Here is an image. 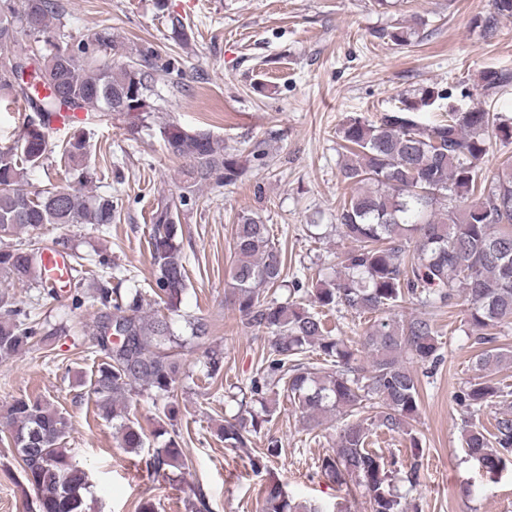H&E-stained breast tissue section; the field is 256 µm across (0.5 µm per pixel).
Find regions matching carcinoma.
I'll list each match as a JSON object with an SVG mask.
<instances>
[{
	"instance_id": "obj_1",
	"label": "carcinoma",
	"mask_w": 512,
	"mask_h": 512,
	"mask_svg": "<svg viewBox=\"0 0 512 512\" xmlns=\"http://www.w3.org/2000/svg\"><path fill=\"white\" fill-rule=\"evenodd\" d=\"M491 2L492 11L476 21L487 36L496 32L499 18H512V0ZM57 13L53 0H0V51L23 35L32 40L24 52L12 54L19 65L8 69L0 62V97L32 111L16 147L0 151V281L41 288L49 295L55 289L42 267L40 230L48 224H92L103 232L117 213L112 197L82 192L99 172L86 163V142L80 136L62 150L66 183H51L32 195L22 189L27 170L48 159L46 130L52 118L59 112L100 114L124 122L133 133L159 111L147 55L111 65L99 64L91 55L78 56L50 34ZM25 68L42 80L48 93L27 85L21 76ZM481 81L482 90L493 93L512 83V72L485 70ZM449 98L428 84L377 122L353 118L340 129L345 155L339 172L354 190L344 199L337 221L354 246L344 254L336 276L319 280L312 296L318 308L374 317L360 347L330 335L317 308L290 295L268 297L282 287L285 262L272 228L260 216L242 213L233 229L232 304L244 327L271 340L261 377L249 387L250 402L260 410L247 406L224 420L217 437L229 448L247 447L250 437L271 421L282 396L308 431L332 413L338 421L336 440L332 452L322 457L320 471L339 488L354 480L363 483L370 512H402L388 481L387 462L369 449L371 427L407 436L420 449L412 428L420 403L418 381L402 363V354L434 365L440 361L431 318L385 317L405 304L440 309L460 298L467 303L469 325L484 347L477 355V375L455 395L465 413L464 448L489 472L512 464V413L504 411L492 432L478 418L483 406L512 396L496 379L512 368V347L499 343L512 329V162H502L490 182L482 168L492 141L512 139V123L482 107L459 110L451 104L447 120L433 125L420 120L437 101ZM160 132L171 154L186 162L181 192L157 204L148 232L153 293L175 312L188 281L182 216L196 189L234 184L246 166L208 130L165 123ZM22 229L31 239L8 243ZM108 284L102 275L89 288L98 304L93 330L101 358L89 381L97 415L112 423L122 447L138 454L146 434L131 417L130 398L138 387L148 392L158 410L153 435L164 438L152 449L149 467L158 474L169 468L186 470L191 460L179 432L168 429L177 417L178 389L186 376L182 341L169 316L145 311L141 289L121 293ZM190 329L197 343L209 340L207 319L194 318ZM56 334L33 319L14 295L0 291V363L13 359L33 339L46 343ZM361 349L371 356L365 370L357 365ZM310 352L322 357L323 366L307 361ZM223 367L224 352L209 349L204 377L213 383L223 380ZM368 407L374 415L364 418ZM7 415V435L0 442L19 460L23 481L36 496V512H86L89 475L65 447L69 424L64 414L40 397L20 396ZM278 455V441L271 440L263 455L250 459V466L258 472ZM264 512L326 510L292 502L271 481L264 488Z\"/></svg>"
}]
</instances>
